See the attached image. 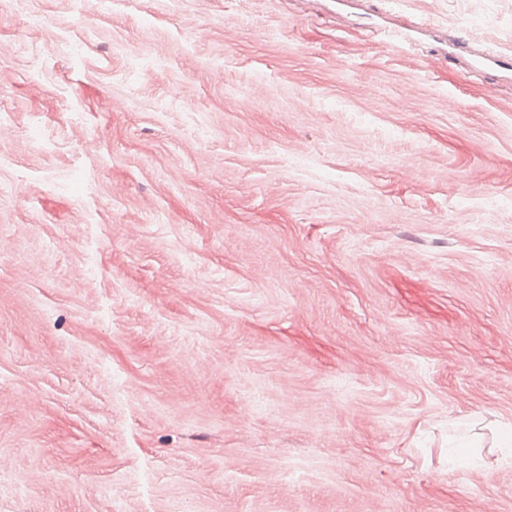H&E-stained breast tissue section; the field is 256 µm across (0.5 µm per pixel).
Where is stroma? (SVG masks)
<instances>
[{
    "label": "stroma",
    "mask_w": 512,
    "mask_h": 512,
    "mask_svg": "<svg viewBox=\"0 0 512 512\" xmlns=\"http://www.w3.org/2000/svg\"><path fill=\"white\" fill-rule=\"evenodd\" d=\"M419 42L395 45L388 27ZM512 0H0V512H512ZM475 64L482 71H508L512 60L509 56L498 53L493 50H485L478 53L473 58ZM511 60V62H510Z\"/></svg>",
    "instance_id": "stroma-1"
}]
</instances>
